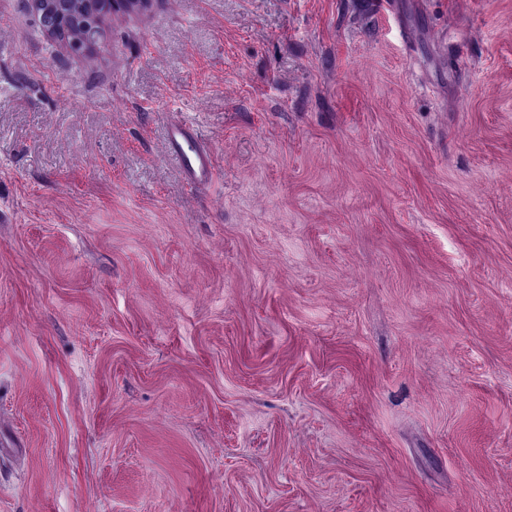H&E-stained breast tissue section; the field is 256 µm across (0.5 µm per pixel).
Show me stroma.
Segmentation results:
<instances>
[{"mask_svg":"<svg viewBox=\"0 0 512 512\" xmlns=\"http://www.w3.org/2000/svg\"><path fill=\"white\" fill-rule=\"evenodd\" d=\"M0 512H512V0H0ZM58 0H31L33 13L36 16L39 27L47 37L55 38L66 25L68 17L64 18L62 10L57 5ZM104 15H98L97 17L89 20V23L82 22L80 24L82 28V35L78 39L76 38L81 32L78 25L72 28L71 32L67 35V39H71L67 44L75 51H80L85 47L96 44L105 34ZM197 133L185 123L175 125L168 139L169 152L176 157L190 183H202L212 175V158L203 146L194 147ZM190 147L187 151L183 145Z\"/></svg>","mask_w":512,"mask_h":512,"instance_id":"35a3bbf8","label":"stroma"}]
</instances>
